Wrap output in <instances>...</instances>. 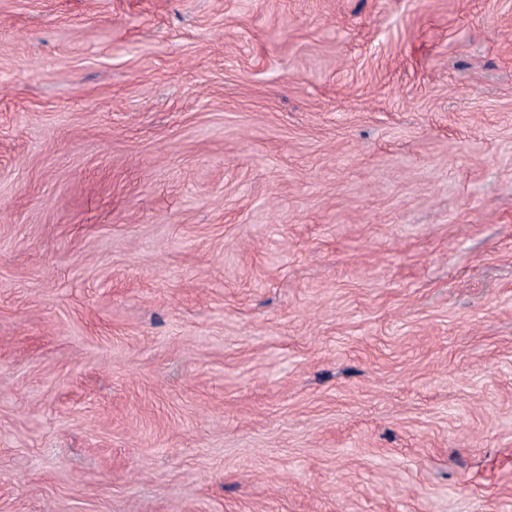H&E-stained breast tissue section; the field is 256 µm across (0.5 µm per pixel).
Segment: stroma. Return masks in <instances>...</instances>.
<instances>
[{
    "label": "stroma",
    "mask_w": 512,
    "mask_h": 512,
    "mask_svg": "<svg viewBox=\"0 0 512 512\" xmlns=\"http://www.w3.org/2000/svg\"><path fill=\"white\" fill-rule=\"evenodd\" d=\"M0 512H512V0H0Z\"/></svg>",
    "instance_id": "35a3bbf8"
}]
</instances>
